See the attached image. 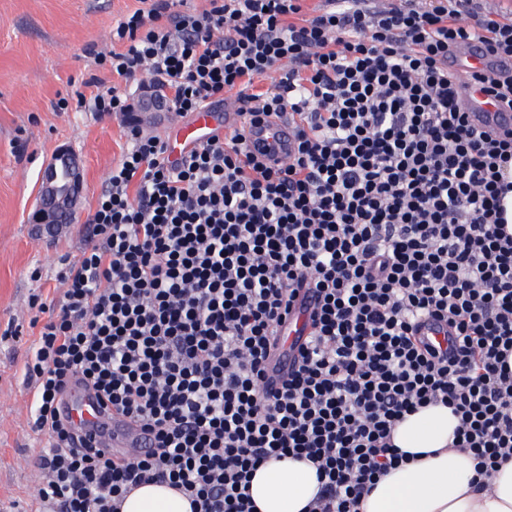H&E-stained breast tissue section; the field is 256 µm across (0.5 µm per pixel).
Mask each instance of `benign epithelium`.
Instances as JSON below:
<instances>
[{
  "label": "benign epithelium",
  "instance_id": "1",
  "mask_svg": "<svg viewBox=\"0 0 512 512\" xmlns=\"http://www.w3.org/2000/svg\"><path fill=\"white\" fill-rule=\"evenodd\" d=\"M82 170L78 156L67 148L46 163L36 202L28 214L37 236H52L74 223L82 190Z\"/></svg>",
  "mask_w": 512,
  "mask_h": 512
}]
</instances>
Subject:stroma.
<instances>
[{
    "instance_id": "35a3bbf8",
    "label": "stroma",
    "mask_w": 512,
    "mask_h": 512,
    "mask_svg": "<svg viewBox=\"0 0 512 512\" xmlns=\"http://www.w3.org/2000/svg\"><path fill=\"white\" fill-rule=\"evenodd\" d=\"M136 0H0V512H38L36 461L47 437L30 426L26 366L38 335L33 298H58L57 258L93 245L89 218L128 148L120 116L59 112L58 98L99 91L94 55L112 48V26ZM67 146L82 159L75 224L36 239L27 215L45 160ZM40 270V279L31 271ZM17 333L4 335L6 325Z\"/></svg>"
}]
</instances>
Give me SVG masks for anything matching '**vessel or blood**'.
<instances>
[{"instance_id": "b4317fda", "label": "vessel or blood", "mask_w": 512, "mask_h": 512, "mask_svg": "<svg viewBox=\"0 0 512 512\" xmlns=\"http://www.w3.org/2000/svg\"><path fill=\"white\" fill-rule=\"evenodd\" d=\"M454 68L474 65L496 72L512 73V60H497L485 53L481 40L473 39L453 49ZM459 106L468 112L473 127L482 132L495 133L512 130V109L500 106L492 96L480 87L466 88ZM237 99L224 104L223 112L204 108L196 112L187 124H174L170 130L167 148L171 159L182 158L189 151L213 137L223 136L236 127H244L249 149L262 155L266 162L280 164L288 160L296 145L295 124L288 115L270 118L262 124L242 126ZM66 406L76 426L83 434L92 435L97 446L111 450L115 460H123L132 454L148 451L151 439L140 427L113 413L111 407L81 385H72L66 398Z\"/></svg>"}]
</instances>
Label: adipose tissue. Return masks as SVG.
<instances>
[{
	"label": "adipose tissue",
	"mask_w": 512,
	"mask_h": 512,
	"mask_svg": "<svg viewBox=\"0 0 512 512\" xmlns=\"http://www.w3.org/2000/svg\"><path fill=\"white\" fill-rule=\"evenodd\" d=\"M458 423L440 404L406 415L393 443L414 458L382 475L358 512H512V458L491 478L477 479L473 456L451 445ZM319 489L315 466L288 456L258 465L249 483L256 512H305ZM121 512H191V506L180 491L149 481L127 494Z\"/></svg>",
	"instance_id": "ef3b65f1"
}]
</instances>
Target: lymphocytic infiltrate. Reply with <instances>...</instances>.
I'll list each match as a JSON object with an SVG mask.
<instances>
[{
  "label": "lymphocytic infiltrate",
  "instance_id": "lymphocytic-infiltrate-1",
  "mask_svg": "<svg viewBox=\"0 0 512 512\" xmlns=\"http://www.w3.org/2000/svg\"><path fill=\"white\" fill-rule=\"evenodd\" d=\"M112 29L100 68L151 73L176 112L246 92L252 123H299L272 166L241 131L180 160L128 125L130 145L91 216L95 244L60 256L59 315L27 366L33 431L47 434L46 512H119L155 480L193 512H254L252 471L306 459L311 512H354L403 460L392 431L430 404L452 408L454 445L482 474L512 457V132L475 130L448 70L480 39L512 58V12L474 0H139ZM57 111L127 115L112 86ZM313 333L289 347L279 384L270 352L302 288ZM445 323V345L417 322ZM80 379L152 435V453L113 461L77 446L60 401Z\"/></svg>",
  "mask_w": 512,
  "mask_h": 512
}]
</instances>
